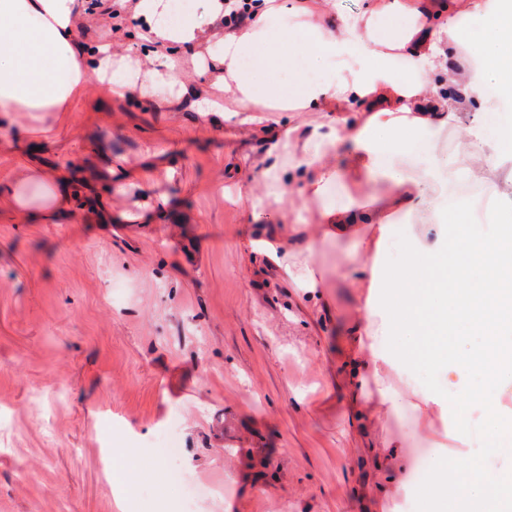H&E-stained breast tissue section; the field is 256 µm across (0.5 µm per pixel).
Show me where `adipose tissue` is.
I'll return each mask as SVG.
<instances>
[{
	"label": "adipose tissue",
	"instance_id": "ef3b65f1",
	"mask_svg": "<svg viewBox=\"0 0 512 512\" xmlns=\"http://www.w3.org/2000/svg\"><path fill=\"white\" fill-rule=\"evenodd\" d=\"M169 8L168 0H137L135 5L161 42L150 73L153 96L163 107L173 96L189 93L173 71L165 42L206 36L222 5L214 0L210 10L176 19L170 18ZM294 12L303 22L287 29L277 23L280 8L274 0L253 5L250 19L224 33L213 86L224 94L225 117L241 115L249 123L256 122L257 112L274 106L324 109L321 123L286 131V138L301 140L300 150L286 151L279 142L272 146L262 171L266 196L255 195L252 186L244 188L252 210L260 211L265 197L288 195L287 171L300 174L298 197L318 205L319 224L306 236L290 229L284 250L266 240L253 246L283 273H295L314 288L318 244L355 236L361 224L377 225L381 235H388L395 215L416 211L426 180H437L444 191L471 168L512 159L511 135L461 111L485 86L496 91L486 111L512 110V0H490L481 8L472 0H383L360 13L338 16L328 7L313 11L308 0H299ZM80 14L79 0H0V118L42 112L66 120L91 80L111 72V30L101 34L96 68H88L77 38ZM472 15L483 22V45L466 69L457 71L448 51L460 41L462 20ZM379 17L394 19V27L376 25ZM349 104L359 105V112L337 122L335 108ZM448 128L454 129L468 166L381 164L383 150L407 153L416 131ZM341 146L349 149L348 161L338 170L325 158ZM341 178L349 179L360 197L327 203V185ZM381 179L388 190L369 193V186ZM73 200L70 178L55 169L27 168L0 176V207L36 224L73 217ZM449 224L455 227L450 237L445 234ZM419 227L395 278L394 313L374 331L375 343L368 348L373 378L382 375L377 343L409 331L419 344L401 349L397 364H412L418 353H425L453 377L454 398L469 397L466 376L473 369L489 385H511L512 203L494 190L479 211L465 204L450 211L435 201ZM459 323L479 333L482 342L452 361L448 337ZM430 492L448 512H497L508 494L499 470L479 466L452 481L443 459L433 468Z\"/></svg>",
	"mask_w": 512,
	"mask_h": 512
}]
</instances>
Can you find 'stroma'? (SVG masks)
<instances>
[{
    "mask_svg": "<svg viewBox=\"0 0 512 512\" xmlns=\"http://www.w3.org/2000/svg\"><path fill=\"white\" fill-rule=\"evenodd\" d=\"M113 22V52L153 56L125 0L83 10L81 42L96 50ZM224 29L169 43L189 88L210 91ZM71 112L0 123V175L49 164L79 183L82 208L77 224L0 212V512H187L172 467L207 492L196 512H439L435 461L453 478L486 463L482 436L458 427L482 424L481 407L424 401L442 390L438 367L384 370L401 400L391 417L355 397L364 304L389 317L391 288L353 287L351 246L318 247L327 285L313 293L251 247L318 223L289 197L251 218L239 184L266 165V132L322 113L203 121L97 81Z\"/></svg>",
    "mask_w": 512,
    "mask_h": 512,
    "instance_id": "1",
    "label": "stroma"
}]
</instances>
